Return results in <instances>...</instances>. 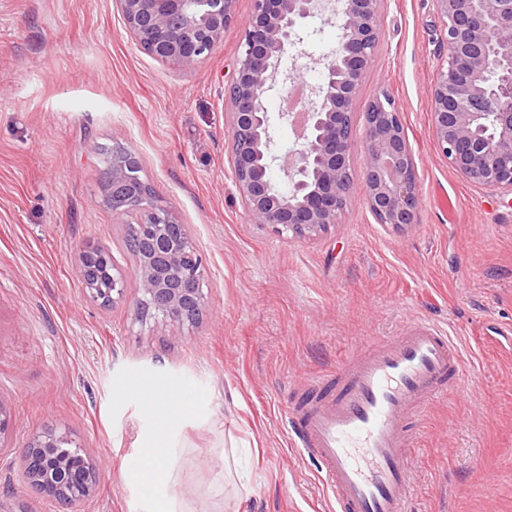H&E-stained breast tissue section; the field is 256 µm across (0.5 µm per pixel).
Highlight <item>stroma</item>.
Wrapping results in <instances>:
<instances>
[{
  "label": "stroma",
  "instance_id": "stroma-1",
  "mask_svg": "<svg viewBox=\"0 0 512 512\" xmlns=\"http://www.w3.org/2000/svg\"><path fill=\"white\" fill-rule=\"evenodd\" d=\"M251 0L192 70L141 50L115 0H0V405L11 416L0 512H318V465L289 445L290 397L367 337L426 320L463 359L459 389L427 408L410 460L413 512H512V203L459 176L435 147L430 89L439 57L433 0H382V30L357 112L387 89L420 188L416 224H378L355 194L338 224L284 239L251 224L232 179L224 87ZM293 53L320 83L335 23L309 19ZM132 150L202 258L197 324L138 317L134 258L100 183L102 148ZM454 200L449 215L441 197ZM105 249L123 297L96 300L80 255ZM170 389V412L137 391ZM100 469L94 493L63 510L25 485L20 458L47 426ZM245 488L224 492V440ZM166 455L145 493L139 458Z\"/></svg>",
  "mask_w": 512,
  "mask_h": 512
}]
</instances>
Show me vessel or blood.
<instances>
[{
	"label": "vessel or blood",
	"instance_id": "vessel-or-blood-1",
	"mask_svg": "<svg viewBox=\"0 0 512 512\" xmlns=\"http://www.w3.org/2000/svg\"><path fill=\"white\" fill-rule=\"evenodd\" d=\"M462 361L450 336L427 321L377 339L295 394L289 441L319 466L336 512H411V415L445 395Z\"/></svg>",
	"mask_w": 512,
	"mask_h": 512
}]
</instances>
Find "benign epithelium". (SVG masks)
<instances>
[{
	"label": "benign epithelium",
	"instance_id": "obj_1",
	"mask_svg": "<svg viewBox=\"0 0 512 512\" xmlns=\"http://www.w3.org/2000/svg\"><path fill=\"white\" fill-rule=\"evenodd\" d=\"M124 25L149 55L190 70L224 39L237 21L236 0H115ZM442 21L443 54L431 87V130L440 154L468 182L496 195L512 196V0H434ZM320 0H253L243 24L244 40L230 82L229 156L233 181L248 222L279 236L309 238L334 224L357 186L377 223L396 231L417 221L419 186L414 155L400 112L382 90L363 113L355 112L380 42L381 0H334L330 19L339 38L324 63L321 83L305 112V133L292 164L282 163L270 133L268 93L294 85L298 73L286 66L301 43L300 23L318 13ZM362 131L360 181L350 157ZM135 157L112 151L104 185L112 187V215L127 228L135 256L132 269L140 305L154 315L194 323L207 310L200 255L187 225L140 188L139 205L122 198L133 187ZM278 166L290 188L270 178ZM109 254L83 253L81 274L93 297L109 301L124 292L125 275L109 274ZM21 462L30 486L61 504L89 496L98 485V467L80 453L71 437L52 426L33 438Z\"/></svg>",
	"mask_w": 512,
	"mask_h": 512
}]
</instances>
